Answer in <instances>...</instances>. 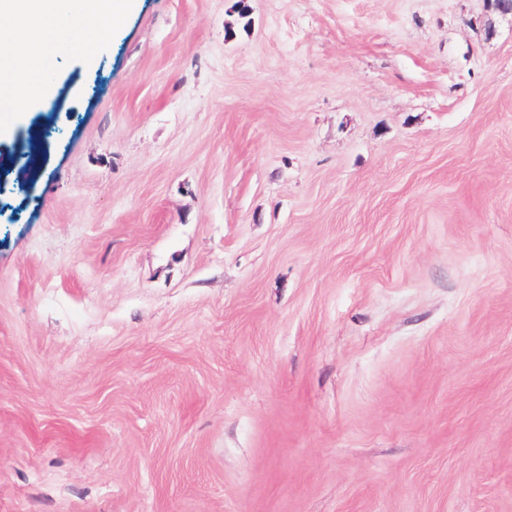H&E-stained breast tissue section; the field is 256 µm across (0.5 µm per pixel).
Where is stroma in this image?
Listing matches in <instances>:
<instances>
[{"mask_svg":"<svg viewBox=\"0 0 512 512\" xmlns=\"http://www.w3.org/2000/svg\"><path fill=\"white\" fill-rule=\"evenodd\" d=\"M18 127L0 512H512V16L137 0Z\"/></svg>","mask_w":512,"mask_h":512,"instance_id":"obj_1","label":"stroma"}]
</instances>
